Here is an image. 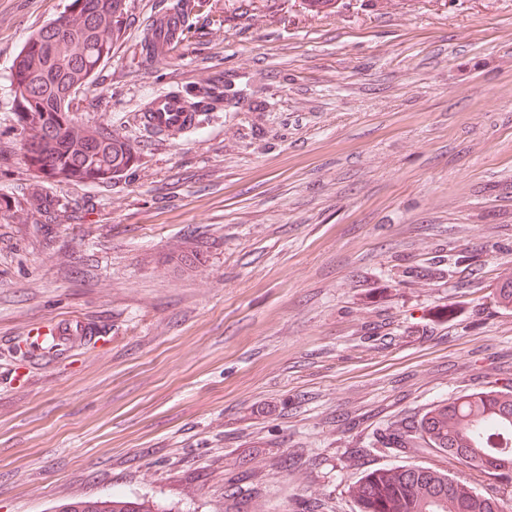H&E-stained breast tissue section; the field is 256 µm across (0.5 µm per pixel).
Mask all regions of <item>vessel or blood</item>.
Returning <instances> with one entry per match:
<instances>
[{
    "label": "vessel or blood",
    "mask_w": 512,
    "mask_h": 512,
    "mask_svg": "<svg viewBox=\"0 0 512 512\" xmlns=\"http://www.w3.org/2000/svg\"><path fill=\"white\" fill-rule=\"evenodd\" d=\"M182 27L183 19L176 12L157 18L148 42V50L153 58L166 56L170 44L178 39ZM138 119L150 133L171 140L196 129L200 123V112L182 92L171 91L155 96L148 107L139 113Z\"/></svg>",
    "instance_id": "vessel-or-blood-1"
}]
</instances>
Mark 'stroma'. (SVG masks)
Here are the masks:
<instances>
[{
	"mask_svg": "<svg viewBox=\"0 0 512 512\" xmlns=\"http://www.w3.org/2000/svg\"><path fill=\"white\" fill-rule=\"evenodd\" d=\"M69 2L0 0V512H356L366 472L430 464L374 442L512 372V0H196L157 60L176 0H125L76 128L137 160L99 184L36 178L13 128L15 56ZM214 84L147 141L150 95ZM68 318L95 340L14 357ZM195 7V0H179L178 12L182 17L173 10L157 18L154 32L146 44V46L148 45L147 51L153 58L160 59L166 56L170 44L179 38L183 19L185 21ZM144 50L147 56L148 52L145 46L142 47V53ZM57 512H161L155 500L112 496L106 499H76Z\"/></svg>",
	"mask_w": 512,
	"mask_h": 512,
	"instance_id": "35a3bbf8",
	"label": "stroma"
}]
</instances>
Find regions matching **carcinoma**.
Returning a JSON list of instances; mask_svg holds the SVG:
<instances>
[{"label": "carcinoma", "mask_w": 512, "mask_h": 512, "mask_svg": "<svg viewBox=\"0 0 512 512\" xmlns=\"http://www.w3.org/2000/svg\"><path fill=\"white\" fill-rule=\"evenodd\" d=\"M70 14L41 27L19 51L12 73L14 122L37 134L22 144L29 169L47 179L107 183L135 159L132 145L103 127L79 133L77 93L109 59L120 31L121 0H70ZM397 452L433 453L445 465L379 468L353 487L359 512H512V376L436 405L381 437ZM465 464L482 488L455 475ZM59 512H161L156 501L76 499Z\"/></svg>", "instance_id": "cac0c4a2"}]
</instances>
